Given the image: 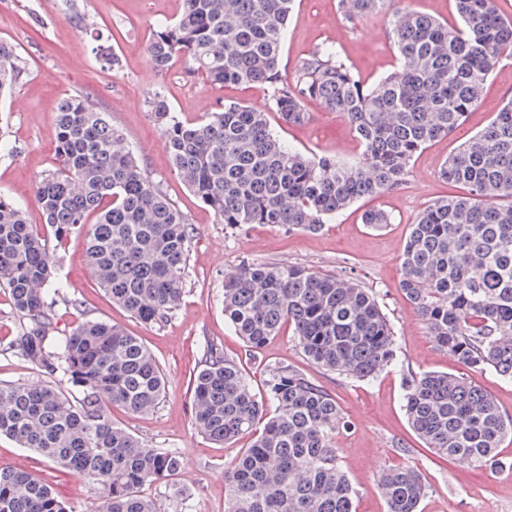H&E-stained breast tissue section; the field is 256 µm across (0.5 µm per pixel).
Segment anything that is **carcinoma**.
I'll list each match as a JSON object with an SVG mask.
<instances>
[{
	"label": "carcinoma",
	"instance_id": "1",
	"mask_svg": "<svg viewBox=\"0 0 512 512\" xmlns=\"http://www.w3.org/2000/svg\"><path fill=\"white\" fill-rule=\"evenodd\" d=\"M294 0H182L149 43L166 73L175 59L214 85L264 84L289 124L308 119L316 99L343 113L363 147L352 165L310 158L274 135L262 112L230 102L197 123L182 122L156 92L150 113L164 133L174 171L220 223L276 224L314 233L354 201L400 186L414 155L453 132L481 101L486 82L512 57V21L496 0H455L448 25L413 10L392 14L397 69L366 87L324 44L301 62L296 81L280 70ZM351 22L385 12L392 0H346ZM21 73L19 55L0 42V93ZM56 167L37 197L51 235L28 223L0 192V288L22 319L9 348L40 368L35 385L0 383V436L63 468L87 472L103 489L102 512H157L139 489L178 475L173 450L151 448L107 410L148 413L165 393L149 349L123 327L86 321L50 335L55 245L85 229L86 261L112 303L143 323L163 321L180 302L191 234L180 211L147 176L123 133L81 94L58 106ZM465 194L435 201L411 224L401 288L435 344L476 372L512 381V100L453 151L441 169ZM224 319L249 351L292 327L316 366L357 380L396 357L389 319L356 280L288 263H243L224 277ZM192 380L196 428L219 446L249 434L251 444L224 469L225 512H353L354 491L331 436L345 427L336 400L305 374L271 370L257 394L239 362L206 347ZM62 373L64 384L51 380ZM405 412L438 455L498 464L512 434L492 397L466 378L405 373ZM388 512H417L427 494L411 468L385 471ZM0 512H68L54 489L28 471L0 472Z\"/></svg>",
	"mask_w": 512,
	"mask_h": 512
}]
</instances>
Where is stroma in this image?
Listing matches in <instances>:
<instances>
[{"label":"stroma","instance_id":"stroma-1","mask_svg":"<svg viewBox=\"0 0 512 512\" xmlns=\"http://www.w3.org/2000/svg\"><path fill=\"white\" fill-rule=\"evenodd\" d=\"M180 12L181 0H0V40L14 45L23 66L11 93L0 98V139L16 148L10 155L0 153V190L23 204L30 224L43 227L36 184L55 165L57 105L62 98L82 92L123 131L148 175L191 228L182 299L158 324L133 318L98 288L85 264L83 232L71 234L57 251L64 288L52 304L54 329L89 320L119 324L141 338L165 372V394L154 411H111L113 421L129 433L151 447L172 449L181 456L179 475L144 486L143 495L154 499L160 512H224V469L250 439L245 436L219 447L195 426L191 379L211 344L241 359L254 392H263L270 368L289 366L305 372L335 398L347 427L337 434L334 445L355 492L357 512H387L377 481L395 466L415 469L424 478L428 494L421 512H512V436L499 447L505 463L501 469L471 468L438 457L408 425L401 369L463 376L493 397L509 417L512 382L490 371H471L438 349L400 287L401 257L411 224L430 203L464 192L462 186L441 178L442 166L512 100V58L503 59L493 71L482 104L471 109L456 131L416 153L399 188L354 203L316 233L271 224L236 228L219 223L174 173L166 139L150 117L148 100L154 93H162L188 122L204 118L222 103H242L266 113L282 142L311 157L352 163L358 161L362 148L343 114L328 111L316 100L306 101L304 124L288 125L274 112L267 86L213 85L190 74L181 59L167 73L157 72L149 53L151 32L157 23L174 21ZM390 19V13H376L351 22L338 0H296L283 39L282 71L295 77L310 52L331 43L352 73L374 87L397 68ZM95 32L118 56L119 69L95 54L91 38ZM369 208L390 214V224L378 229L363 224L362 214ZM246 261L297 264L351 277L372 289L393 327L395 364L361 381L324 371L308 360L288 326L259 353L246 355L222 310L224 277ZM18 328L8 292L0 288V382L44 381V373L8 347ZM18 469L51 484L69 512H95L102 500L93 476L60 470L0 436V471Z\"/></svg>","mask_w":512,"mask_h":512}]
</instances>
